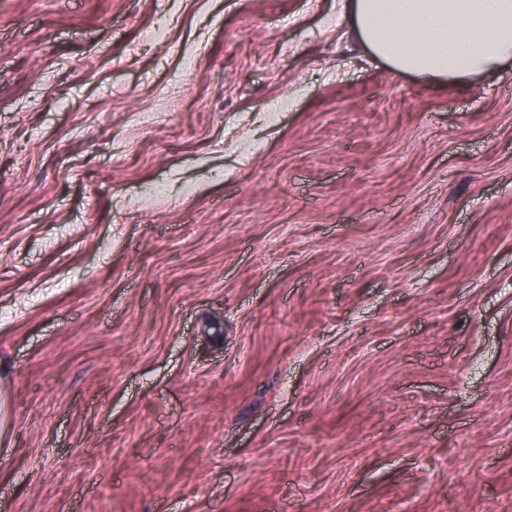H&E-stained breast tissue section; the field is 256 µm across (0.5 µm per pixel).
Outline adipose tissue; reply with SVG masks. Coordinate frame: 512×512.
I'll return each mask as SVG.
<instances>
[{
  "mask_svg": "<svg viewBox=\"0 0 512 512\" xmlns=\"http://www.w3.org/2000/svg\"><path fill=\"white\" fill-rule=\"evenodd\" d=\"M356 41L398 73L457 81L512 60V0H343Z\"/></svg>",
  "mask_w": 512,
  "mask_h": 512,
  "instance_id": "obj_1",
  "label": "adipose tissue"
}]
</instances>
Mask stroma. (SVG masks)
I'll return each instance as SVG.
<instances>
[{"label": "stroma", "mask_w": 512, "mask_h": 512, "mask_svg": "<svg viewBox=\"0 0 512 512\" xmlns=\"http://www.w3.org/2000/svg\"><path fill=\"white\" fill-rule=\"evenodd\" d=\"M341 0H0V512H512V62ZM356 41L397 73L457 81L512 58V0H342Z\"/></svg>", "instance_id": "35a3bbf8"}]
</instances>
